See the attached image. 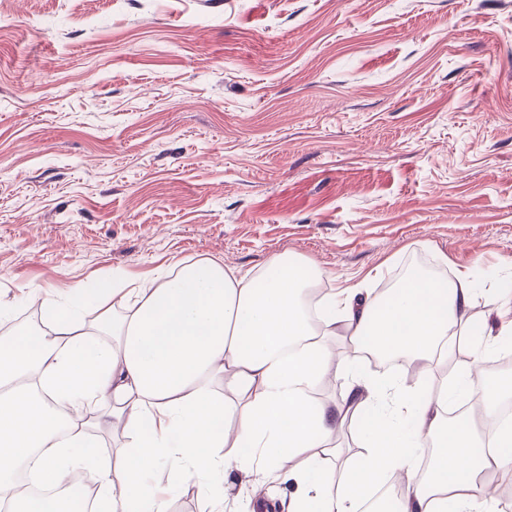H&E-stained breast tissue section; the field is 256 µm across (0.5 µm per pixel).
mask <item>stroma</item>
Here are the masks:
<instances>
[{
	"mask_svg": "<svg viewBox=\"0 0 512 512\" xmlns=\"http://www.w3.org/2000/svg\"><path fill=\"white\" fill-rule=\"evenodd\" d=\"M283 254L512 302V0H5L0 321L31 291Z\"/></svg>",
	"mask_w": 512,
	"mask_h": 512,
	"instance_id": "stroma-1",
	"label": "stroma"
}]
</instances>
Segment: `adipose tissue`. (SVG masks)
Returning <instances> with one entry per match:
<instances>
[{"label":"adipose tissue","instance_id":"1","mask_svg":"<svg viewBox=\"0 0 512 512\" xmlns=\"http://www.w3.org/2000/svg\"><path fill=\"white\" fill-rule=\"evenodd\" d=\"M314 277L288 256L274 259L263 286L217 260L183 266L175 275L130 286L122 276L100 282L97 328L109 337L87 345L77 315L46 301L44 330L0 336V502L12 512H43L17 492L16 472L33 464L38 483L60 487L94 469L95 512H167L151 481L170 467L180 482L214 470H237L260 486L272 474L291 478L292 512H357L372 487L401 484L396 512H500L492 481L512 482V426L483 438L471 421L448 419L458 383L477 394L486 415L512 395L481 359L461 366L439 390L366 375L338 356L328 338L344 326L355 350L373 346L423 371L445 366L455 344L484 352L498 343L472 328L477 293L470 275L453 281L413 275L387 299L370 289L331 294L329 316L312 324L302 295ZM332 374L349 381L348 402L332 412L314 404L313 389ZM38 376L44 394L31 389ZM223 381L225 395L213 389ZM97 410L130 437L132 461L112 467L77 415ZM359 420L364 482L337 479L335 442L346 420ZM433 445L428 477L415 451ZM82 449L73 458L71 449ZM224 449V457L213 454ZM320 449L321 471L299 464Z\"/></svg>","mask_w":512,"mask_h":512}]
</instances>
